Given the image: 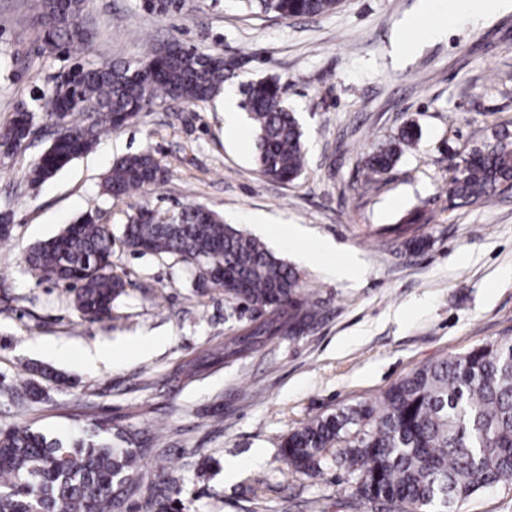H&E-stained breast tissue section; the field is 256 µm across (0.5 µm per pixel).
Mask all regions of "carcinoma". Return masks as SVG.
I'll return each instance as SVG.
<instances>
[{
  "label": "carcinoma",
  "mask_w": 512,
  "mask_h": 512,
  "mask_svg": "<svg viewBox=\"0 0 512 512\" xmlns=\"http://www.w3.org/2000/svg\"><path fill=\"white\" fill-rule=\"evenodd\" d=\"M241 6L280 17L314 18L333 11L339 0H239ZM42 50L69 53L90 39L85 0H42ZM232 75L224 58L198 50L159 56L152 50L135 65L101 63L82 67L37 96L40 109L61 124L51 151L38 158L34 183L86 153L104 131L125 125L129 115L149 111L159 99L187 104L212 100ZM286 88L270 78L252 83L244 108L256 129L255 160L262 175L288 183L302 173L306 155L298 119L288 109ZM78 114L84 124L70 125ZM33 120L18 114L0 127V152L17 151ZM397 148L367 155L373 175L394 164ZM166 178V170L144 150L112 165L103 194L122 198ZM512 187V140L505 134L471 150L461 175L448 183V196L475 204ZM142 209L128 216L123 245L135 253L171 254L195 271L197 286L224 293L266 314L265 320L224 334L210 355L231 361L263 341L296 337L323 313L322 300L303 287L301 274L259 239L221 216L186 206L164 224L140 222ZM112 231L87 212L24 256L28 269L73 294L81 316H111L126 292L114 273ZM222 265L229 278L206 276ZM333 461L354 477L355 497L371 512H457L460 504L492 487L512 486V343H491L424 365L373 402L340 408L290 433L281 458L289 469L311 476ZM165 442L142 439L120 425L94 423L70 441L49 440L30 425L0 430V512H176L179 482L164 462Z\"/></svg>",
  "instance_id": "carcinoma-1"
}]
</instances>
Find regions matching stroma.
I'll use <instances>...</instances> for the list:
<instances>
[{
	"label": "stroma",
	"mask_w": 512,
	"mask_h": 512,
	"mask_svg": "<svg viewBox=\"0 0 512 512\" xmlns=\"http://www.w3.org/2000/svg\"><path fill=\"white\" fill-rule=\"evenodd\" d=\"M38 3L0 0V124L34 110L40 91L75 63H137L150 45L176 42L222 55L234 73L227 87L280 79L303 127L307 166L294 182L270 181L254 145L225 129L222 99H160L33 184L29 172L53 138L36 112L29 146L0 156V212L11 214L0 241V429L28 422L67 439L95 421L164 428L181 512H367L345 469L330 462L313 478L288 471L280 444L310 419L375 401L423 365L512 342V190L469 206L448 198L469 150L512 132V11L449 19L445 36L411 37L398 59L392 42L419 0H339L327 15L288 19L242 11L236 0H185L165 14L144 11L141 0H87L93 37L74 58L42 51ZM410 124L417 146L366 179L365 156ZM144 149L165 167V181L124 199L102 195L113 161ZM187 205L220 213L302 272L325 302L321 320L233 362L207 359L225 332L258 312L197 292L177 258L133 254L121 242L139 207L164 217ZM90 210L111 229L114 270L129 283L101 321L83 319L65 288L22 262ZM412 210L425 218L417 251L394 232ZM260 219L301 225L334 246V260L356 259L360 274L337 278L318 254L299 261L293 247L257 230ZM108 342L109 360L89 365L86 352ZM190 359L203 363V377L175 381ZM35 366L56 375L36 402L15 393Z\"/></svg>",
	"instance_id": "35a3bbf8"
}]
</instances>
